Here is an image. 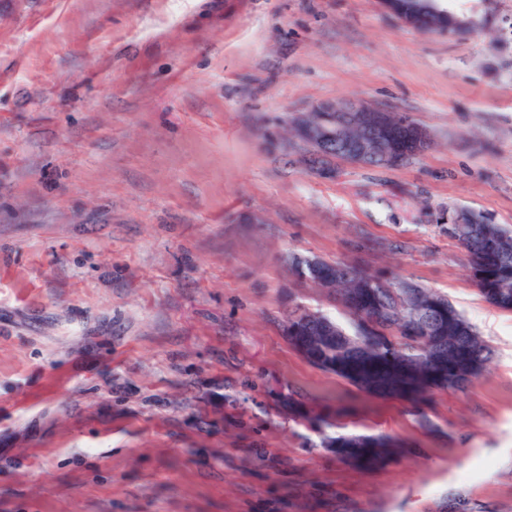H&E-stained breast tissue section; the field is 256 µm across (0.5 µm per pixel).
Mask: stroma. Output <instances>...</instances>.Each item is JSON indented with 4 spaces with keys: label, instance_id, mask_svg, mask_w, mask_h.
Segmentation results:
<instances>
[{
    "label": "stroma",
    "instance_id": "stroma-1",
    "mask_svg": "<svg viewBox=\"0 0 512 512\" xmlns=\"http://www.w3.org/2000/svg\"><path fill=\"white\" fill-rule=\"evenodd\" d=\"M452 6L480 30L379 0H0V512H512V311L448 234L512 228V0ZM352 98L432 147L310 170L289 117ZM294 256L445 294L486 370L415 408L311 366L284 314L348 316ZM339 432L404 452L353 467Z\"/></svg>",
    "mask_w": 512,
    "mask_h": 512
}]
</instances>
